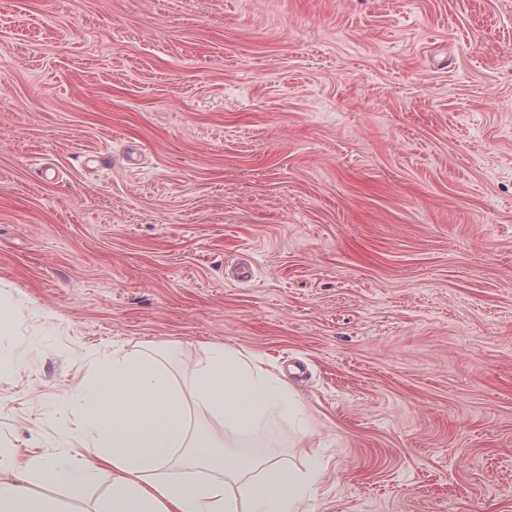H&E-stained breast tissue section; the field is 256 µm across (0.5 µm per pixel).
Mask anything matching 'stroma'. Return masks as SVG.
Listing matches in <instances>:
<instances>
[{
  "mask_svg": "<svg viewBox=\"0 0 512 512\" xmlns=\"http://www.w3.org/2000/svg\"><path fill=\"white\" fill-rule=\"evenodd\" d=\"M0 447L220 344L310 512H512V0H0Z\"/></svg>",
  "mask_w": 512,
  "mask_h": 512,
  "instance_id": "1",
  "label": "stroma"
}]
</instances>
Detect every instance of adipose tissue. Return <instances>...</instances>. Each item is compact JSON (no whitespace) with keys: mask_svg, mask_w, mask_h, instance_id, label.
Listing matches in <instances>:
<instances>
[{"mask_svg":"<svg viewBox=\"0 0 512 512\" xmlns=\"http://www.w3.org/2000/svg\"><path fill=\"white\" fill-rule=\"evenodd\" d=\"M183 355V386L155 354L98 361L80 394L92 459L64 449L28 459L15 479H0V512H64L62 499L33 495L31 483L77 499L106 469L112 489L94 512H309L321 470L293 468L267 451L275 419L288 420L296 440L309 437L296 395L235 349Z\"/></svg>","mask_w":512,"mask_h":512,"instance_id":"obj_1","label":"adipose tissue"}]
</instances>
